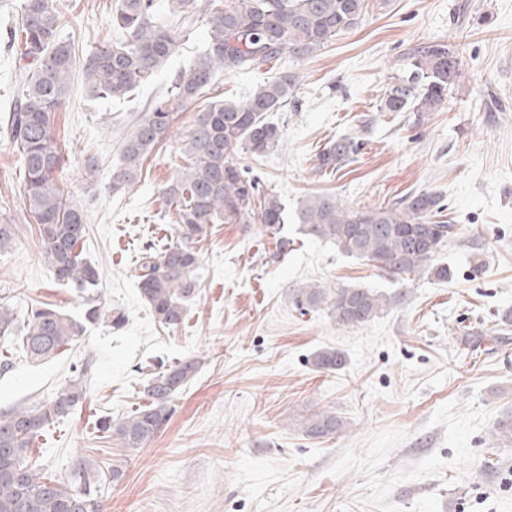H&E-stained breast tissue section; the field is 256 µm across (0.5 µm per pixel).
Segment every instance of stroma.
Masks as SVG:
<instances>
[{"instance_id": "35a3bbf8", "label": "stroma", "mask_w": 512, "mask_h": 512, "mask_svg": "<svg viewBox=\"0 0 512 512\" xmlns=\"http://www.w3.org/2000/svg\"><path fill=\"white\" fill-rule=\"evenodd\" d=\"M114 3L53 0L60 35L77 55L115 39ZM204 34L200 12L167 69L129 98L90 99L74 74L55 121L64 188L86 206L83 254L100 271L101 303L124 309L128 321L119 330L87 324L78 342L39 366L13 353L0 368V410L51 397L73 365L87 363L83 405L38 437L32 455L51 478L79 457L102 471L122 468L119 481L100 484L105 512H512V445L492 442L512 411V343L475 352L458 339L463 327L512 309V0H392L311 57L221 76L217 91L179 113L140 181L113 195L131 117L199 52ZM450 36L464 79L445 107L421 122L411 112L377 116L409 50ZM285 74L296 78L294 100L270 115L284 141L263 157L241 155L242 164L292 212L319 192L350 205L438 193L458 235L432 263L452 277L391 280L292 222L276 259L261 225L216 224L197 246L198 297L178 328L163 329L140 298L135 267L147 243L176 240L164 189L185 164L182 137L208 101L244 100ZM364 115L374 122L355 161L332 175L317 171L319 149ZM87 155L99 159L92 178ZM23 185L19 154L0 136V224L17 227L13 247L0 253V304L20 316L52 304L83 318L86 298L55 280ZM302 284L374 288L393 303L342 328L326 311L296 310L291 291ZM323 348L342 351L344 368L316 370L312 357ZM188 356L199 370L150 442L130 450L97 433L100 417L117 420L143 404L141 367ZM322 411L342 417L346 430L304 435L300 422Z\"/></svg>"}]
</instances>
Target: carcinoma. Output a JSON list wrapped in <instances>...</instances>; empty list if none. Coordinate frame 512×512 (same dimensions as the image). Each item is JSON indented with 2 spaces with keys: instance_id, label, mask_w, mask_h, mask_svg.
I'll return each instance as SVG.
<instances>
[{
  "instance_id": "cac0c4a2",
  "label": "carcinoma",
  "mask_w": 512,
  "mask_h": 512,
  "mask_svg": "<svg viewBox=\"0 0 512 512\" xmlns=\"http://www.w3.org/2000/svg\"><path fill=\"white\" fill-rule=\"evenodd\" d=\"M390 0H208L203 53L176 71L164 92L132 118L124 137L122 161L112 171L110 188L120 193L134 185L144 160L167 139L176 114L199 100L219 74L254 69L287 53L307 58L330 46L364 19L370 2ZM112 27L119 39L97 47L77 60L70 43L60 37L59 15L51 0H24L20 19L6 33L16 48V98L5 110L0 131L19 152L24 169V202L44 242V257L58 282L87 290L99 284L96 266L83 257L79 245L87 234L85 208L65 194L63 152L54 135L57 112L66 103L70 75L81 64L86 88L93 98H123L150 80L177 52L183 30L157 22V0H117ZM463 71L455 49L446 40L414 48L404 67L390 77L377 111L384 117L417 113L418 121L444 108L461 85ZM296 78L283 75L261 85L239 102L213 101L197 112L183 136L186 165L165 187V199L176 217V242L158 250L149 243L138 264L142 300L160 326L177 328L187 303L197 296L194 275L197 244L214 224H260L273 236L278 256L288 246L281 230L288 211L281 196L261 184L239 161L240 154L263 156L283 141L281 127L269 114L288 105ZM372 120H356L328 141L317 154V170L336 173L352 162L364 144ZM445 209L431 190L411 192L388 205L351 206L331 193L304 200L295 213L300 232L325 240L361 260L374 263L398 282L422 274L439 280L451 277L445 266L429 267L434 255L458 234L457 225L438 220ZM292 301L302 312L326 309L340 327L366 324L379 317L393 298L368 288H295ZM512 319L491 330L469 327L462 340L478 349L488 340L507 341ZM84 324L49 305L27 313L23 330L8 304L0 305V339L15 346L26 360L56 356L76 341ZM317 369L334 372L346 365L335 348L318 351ZM199 361L183 358L146 379V403L129 416L97 421V432L116 434L123 447L146 445L172 416V398L195 376ZM87 365L72 367V379L55 395L28 406L0 412V512H102L95 466L76 460L61 478H48L32 457L34 439L67 418L86 399ZM346 422L330 412L301 423L314 439L344 431Z\"/></svg>"
}]
</instances>
